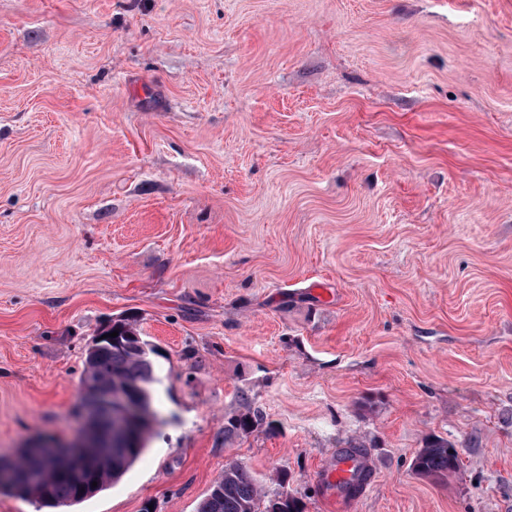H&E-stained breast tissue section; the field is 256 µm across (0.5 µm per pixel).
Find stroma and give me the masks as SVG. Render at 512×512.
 Segmentation results:
<instances>
[{"instance_id":"1","label":"stroma","mask_w":512,"mask_h":512,"mask_svg":"<svg viewBox=\"0 0 512 512\" xmlns=\"http://www.w3.org/2000/svg\"><path fill=\"white\" fill-rule=\"evenodd\" d=\"M125 318L165 422L62 512H196L230 458L303 512H512V0H0L7 452ZM262 417L257 413H248L229 418L227 424L224 425V437L231 438L232 436L241 433H250L261 425ZM453 450V453H450ZM459 467V453L457 449L445 439H435L428 442L417 454L413 469L416 474L444 481L448 474L455 472Z\"/></svg>"}]
</instances>
